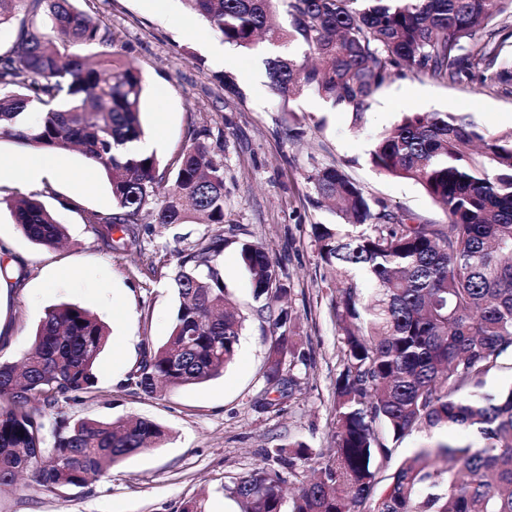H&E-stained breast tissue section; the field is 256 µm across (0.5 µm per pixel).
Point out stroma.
<instances>
[{
	"mask_svg": "<svg viewBox=\"0 0 512 512\" xmlns=\"http://www.w3.org/2000/svg\"><path fill=\"white\" fill-rule=\"evenodd\" d=\"M80 6L111 25L114 58L140 70L142 120L147 133L159 138L162 164L180 153L189 128L222 130L224 221L167 228L147 223L140 249L110 250L86 216L111 212L112 194L105 176L89 169L80 151L57 152L58 169L37 187L0 179V247L6 250L0 263L23 269L21 278H0V359L22 357L48 309L80 306L104 322L110 336L96 367L100 398L67 405L69 416H138L171 433L85 488L47 493L19 480L0 496V512H181L190 499L203 501L205 512H239L224 495L225 482L288 442H305L316 452L327 448L334 430L332 385L341 369L331 308L336 280L318 259L312 227L336 217L316 205L309 175L341 166L371 203L410 212L424 224L447 223L445 211L420 185L373 167L374 141L405 112H450L495 133L510 131L512 86L488 78L447 83L408 72L379 92L356 126L349 112L313 93L287 101L273 93L266 58H303L301 44L262 40L249 50L235 48V63L227 66L214 51L220 36L185 0H172L161 12L150 11L146 0H81ZM222 75L233 80L236 93L219 84ZM31 194L64 225L61 245L34 244L15 224L6 199ZM218 233L229 240L219 260L224 286L245 318L234 363L198 386L156 398L133 393L124 382L141 359L144 341L157 345L170 333L177 301L169 275L179 253L199 249ZM239 239L262 245L283 266L288 303L298 316L295 331L311 358L297 373L293 395L275 408L265 405L264 381L272 327L253 300L251 277L235 246Z\"/></svg>",
	"mask_w": 512,
	"mask_h": 512,
	"instance_id": "obj_1",
	"label": "stroma"
}]
</instances>
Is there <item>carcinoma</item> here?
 Wrapping results in <instances>:
<instances>
[{
  "instance_id": "cac0c4a2",
  "label": "carcinoma",
  "mask_w": 512,
  "mask_h": 512,
  "mask_svg": "<svg viewBox=\"0 0 512 512\" xmlns=\"http://www.w3.org/2000/svg\"><path fill=\"white\" fill-rule=\"evenodd\" d=\"M77 2L0 0V27L17 28L13 50L0 56V136L48 151L82 148L111 188L112 212L87 216L109 249L138 247L146 215L163 226L224 223L222 131L190 130L169 170L156 154L131 150L145 137L143 77L108 50L95 64L75 52L115 41ZM273 2L187 0L236 48H252L262 33L306 46L303 60H265L271 89L284 99L313 91L351 112L355 126L405 69L452 82L491 71L512 85V66L498 65L512 31L488 27L512 14V0H281L286 29L269 26ZM371 161L421 185L448 223L374 209L338 165L309 177L316 202L334 205L340 218L313 225L320 262L339 277L335 430L319 452V476L299 474L289 510L283 478L265 465L224 485V495L240 512H512V387L484 390L512 354V131L493 133L454 113L408 112L379 135ZM7 205L33 243L63 238L40 201L20 196ZM226 244L218 234L178 257L171 332L145 348L127 378L141 394L204 384L235 359L244 318L225 305L218 259ZM238 246L254 301L273 313L266 383H279L286 364L293 388V371L309 358L291 306L281 305L286 276L261 245ZM107 342L88 310L61 304L41 319L22 370L0 361V494L24 465L46 491L88 487L165 438L147 419L75 420L63 411L70 400L98 397L95 370ZM458 429L474 439H455ZM433 430L448 437L396 454L405 438ZM288 447V467L311 460L306 443Z\"/></svg>"
}]
</instances>
